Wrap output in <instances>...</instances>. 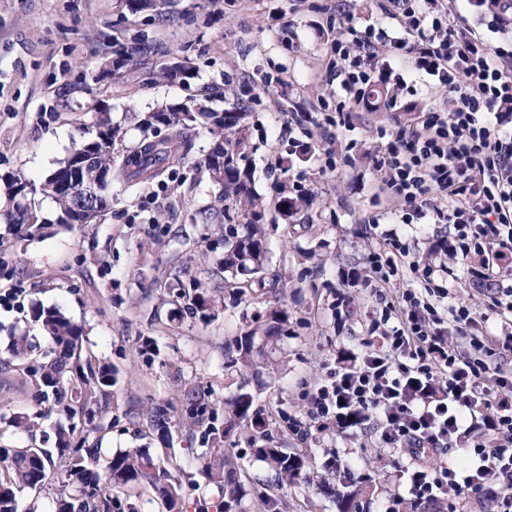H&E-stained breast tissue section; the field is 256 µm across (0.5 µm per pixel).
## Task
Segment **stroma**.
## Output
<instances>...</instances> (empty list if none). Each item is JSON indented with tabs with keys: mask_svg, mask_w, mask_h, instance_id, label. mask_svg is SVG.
Returning <instances> with one entry per match:
<instances>
[{
	"mask_svg": "<svg viewBox=\"0 0 512 512\" xmlns=\"http://www.w3.org/2000/svg\"><path fill=\"white\" fill-rule=\"evenodd\" d=\"M335 6L336 0H154L140 10L134 0H0V175L43 182L101 112L120 126L127 147L140 139L141 120L152 112L186 106L243 115L246 170L265 231V280L275 294H242L224 282L217 265L224 229L205 215L217 194L205 165L213 137L198 121L181 165L133 193L113 184L112 205L95 223H57L56 204L43 196L38 203L47 224L40 234L0 223L7 248L0 256V349L21 334L47 349L30 320L36 304L81 323L84 352L107 358L116 370L112 427L98 435L102 454L150 449L181 481L188 508L203 495L213 503L211 512H220L221 499L199 473L197 439L179 423L183 390L194 384L229 397L242 375L224 368L225 340L242 326H267L274 312L281 331L268 367L250 386L272 446L305 456L315 470L281 491L249 430L238 429L224 442L225 455L239 465L238 512H339L337 496L323 492L341 485L324 467L337 455L352 458L357 472L375 480L371 504L399 490L398 460L374 431L342 439L327 430L304 440L288 426L289 417L305 413V391L339 349L367 335V290L348 289L349 303L341 308L333 306L332 294L339 268H363L376 244L360 222L384 178L370 156L374 133L411 122L446 97L420 80L414 94L402 97L400 111L353 113V135L363 149L352 168L322 173L309 166L304 201L283 208L288 181L271 176L267 164L288 153L279 132L291 110L317 112L336 97L325 80ZM178 62L186 75L166 80L165 70ZM264 72L281 75V83L259 87L257 100H248L243 82ZM152 192L159 199L150 205ZM451 267L457 297L484 312L491 290L477 276L478 259ZM197 288L214 301L205 321L174 301L178 292ZM157 406L171 416L168 446L148 422Z\"/></svg>",
	"mask_w": 512,
	"mask_h": 512,
	"instance_id": "35a3bbf8",
	"label": "stroma"
}]
</instances>
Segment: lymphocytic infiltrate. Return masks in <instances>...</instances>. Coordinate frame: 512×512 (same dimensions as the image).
Wrapping results in <instances>:
<instances>
[{"label": "lymphocytic infiltrate", "mask_w": 512, "mask_h": 512, "mask_svg": "<svg viewBox=\"0 0 512 512\" xmlns=\"http://www.w3.org/2000/svg\"><path fill=\"white\" fill-rule=\"evenodd\" d=\"M385 23H363L337 7L326 67L336 83L334 113L293 112L282 135L313 141L312 160L325 172L353 162L351 115L373 107L395 111L412 87L399 64L411 60L447 103L430 104L413 124L377 131V170L385 178L370 202L398 198L395 228L379 231L364 273H347L348 286L364 284L376 300L374 339L358 353L340 355L306 393V420H292L300 435L335 428L375 431L394 454L407 457L402 489L381 512L410 503L458 512L467 497L481 512H512V331L489 342L473 310L450 289L433 287L448 268L412 258L407 228L415 221L449 227L437 250L479 257L487 278L512 268V0H378ZM487 19L486 32L468 18ZM343 147H336L337 139ZM407 263L427 291L384 288ZM465 452L451 466L448 449Z\"/></svg>", "instance_id": "1"}]
</instances>
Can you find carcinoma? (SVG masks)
Wrapping results in <instances>:
<instances>
[{
  "instance_id": "1",
  "label": "carcinoma",
  "mask_w": 512,
  "mask_h": 512,
  "mask_svg": "<svg viewBox=\"0 0 512 512\" xmlns=\"http://www.w3.org/2000/svg\"><path fill=\"white\" fill-rule=\"evenodd\" d=\"M165 126L169 133L163 137L148 133L154 125V116L141 123L143 136L132 147L117 150L118 129L107 117L100 118L88 136L76 143L64 165L39 185L38 193L54 199L58 206V222L69 224L74 219L76 184L72 174L81 169L85 156L94 151V162L83 170V177H91L98 168L112 171V181L129 191L140 184L161 177L170 166L180 163L187 154V115L184 112H165ZM245 156L240 141L225 133L216 136L208 157V168L217 182H222L218 200L230 198L244 224H230L225 228L224 257L220 263L224 271L241 277L237 288L251 286L253 279L264 282L266 247L260 225L249 218L256 207V198L248 186V174L241 168ZM5 209L0 215L5 223L34 233L42 228L44 218L28 203L25 194L29 181L12 174L3 179ZM191 314L202 320L208 318L212 307L206 292L187 297ZM32 320L49 337V350L39 358L31 355L26 337L13 339L0 357L5 366L19 368L28 380L33 401V412L16 413L7 426L28 437L20 446L0 448V512H17L16 491L42 489L48 480L58 482L59 490L53 499L51 512H135L131 498L144 489H152L165 512H180L182 487L148 448H127L103 457L91 435L112 427L105 407L116 384L112 365L96 357H82L83 326L73 322L55 308L38 307L32 310ZM279 326L273 324L258 335L249 328L228 339L224 347L231 354L228 367L237 365L258 369V360L264 359L268 339L275 337ZM63 414L69 420L60 429L55 447L46 448L37 442L40 420L52 413ZM182 424L199 433L200 447L195 449L206 479L214 484L222 496L224 512H232L239 504V484L236 469L224 457V438L235 426L247 424L253 429L265 427V420L254 408V397L247 383L224 400V425H216L214 411L207 410L195 389L186 392ZM150 425L167 439L169 416L162 406L149 413ZM257 456L267 461L276 471L279 487H290L306 469V460L299 454H288L279 448L263 446Z\"/></svg>"
}]
</instances>
